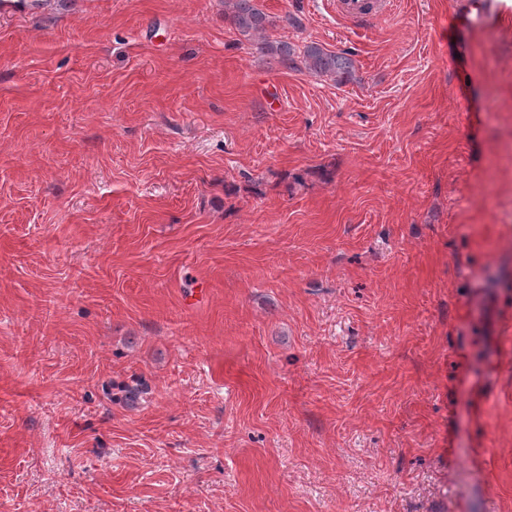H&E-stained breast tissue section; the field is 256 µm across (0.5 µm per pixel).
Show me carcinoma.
I'll list each match as a JSON object with an SVG mask.
<instances>
[{
	"instance_id": "obj_1",
	"label": "carcinoma",
	"mask_w": 512,
	"mask_h": 512,
	"mask_svg": "<svg viewBox=\"0 0 512 512\" xmlns=\"http://www.w3.org/2000/svg\"><path fill=\"white\" fill-rule=\"evenodd\" d=\"M224 22L244 36L258 53L272 57L284 68L297 69L302 66L332 79L338 85L347 84L355 77V61L345 50L331 51L310 42L299 51L284 40L271 38L270 30L279 24L294 27L299 21L291 14L278 19L269 15L259 0H224Z\"/></svg>"
}]
</instances>
